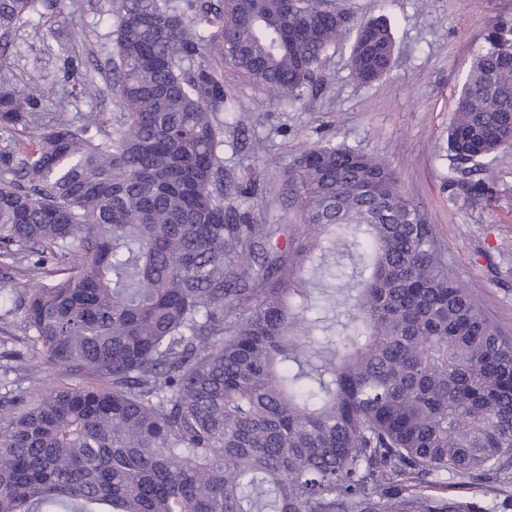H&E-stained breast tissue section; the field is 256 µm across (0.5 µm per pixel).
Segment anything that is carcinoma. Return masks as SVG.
<instances>
[{
  "label": "carcinoma",
  "mask_w": 512,
  "mask_h": 512,
  "mask_svg": "<svg viewBox=\"0 0 512 512\" xmlns=\"http://www.w3.org/2000/svg\"><path fill=\"white\" fill-rule=\"evenodd\" d=\"M32 0H0V33ZM121 109L0 148V265L31 261L25 344L61 379L0 396V512H512V339L449 271L396 173L325 144L288 170L300 223L259 224L224 173L227 64L296 99L351 31L332 0H117ZM448 130L452 198L512 139V26L493 25ZM377 17L355 77L391 67ZM197 62L194 68L184 63ZM49 101L0 75V127ZM344 235L326 245L323 233ZM284 245H279L280 237ZM346 249L353 313L316 349L302 273ZM77 379L72 384L69 379ZM446 481L447 485L445 484V486L435 489V491L431 493L481 499L483 500V505L486 509V512L497 511L493 506L494 503L492 502L491 498H483L478 488L470 485L467 480L454 477Z\"/></svg>",
  "instance_id": "1"
}]
</instances>
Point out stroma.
Masks as SVG:
<instances>
[{
	"label": "stroma",
	"instance_id": "stroma-1",
	"mask_svg": "<svg viewBox=\"0 0 512 512\" xmlns=\"http://www.w3.org/2000/svg\"><path fill=\"white\" fill-rule=\"evenodd\" d=\"M352 23L387 21L396 47L389 72L363 84L350 68V39L332 46L316 84L296 100L278 98L232 68L224 70V167L236 181H254L257 221L295 224L299 202L286 172L303 148L327 142L384 161L397 172L405 193L433 224L454 276L471 288L489 316L512 335V150L494 155L486 174L492 197L452 201L447 183L448 127L461 84L486 46L489 28L512 21V0H336ZM117 17L112 0H34L30 12L8 33L18 54L4 70L19 83L52 92L42 112L50 126L62 120L117 112L105 94V64L113 55ZM84 63L99 92L80 94L64 70L66 57ZM25 277L0 268V394L50 382L56 369L46 360L15 368L25 352Z\"/></svg>",
	"mask_w": 512,
	"mask_h": 512
}]
</instances>
